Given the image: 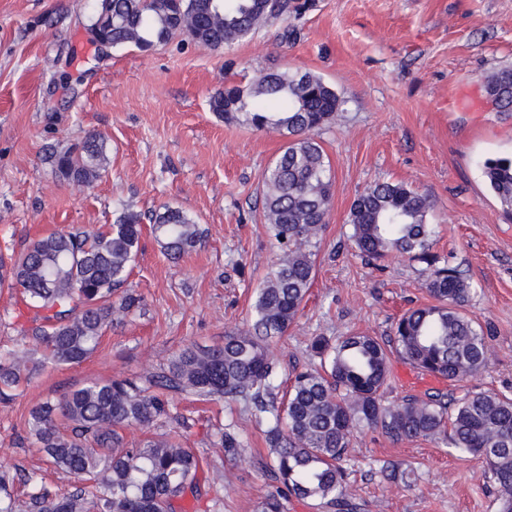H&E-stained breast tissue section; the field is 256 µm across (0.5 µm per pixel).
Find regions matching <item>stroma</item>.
Wrapping results in <instances>:
<instances>
[{
  "mask_svg": "<svg viewBox=\"0 0 512 512\" xmlns=\"http://www.w3.org/2000/svg\"><path fill=\"white\" fill-rule=\"evenodd\" d=\"M92 0H0V249L22 251L65 226L89 230L125 211L148 216L182 208L204 232L202 245L169 262L150 227L127 282L142 306L117 315L100 346L76 365L49 367L10 402H0V478L43 476L58 492L76 480L25 441L30 410L92 380L141 378L187 344L211 346L247 332L255 291L275 258L263 216V179L283 136L227 122L210 109L225 86L270 70L311 72L342 101L319 130L333 176V199L314 249L315 276L297 318L270 351L278 377L315 364L313 337L366 332L381 341L408 309L430 303L424 265L392 258L368 264L351 235L356 196L382 181L427 195L435 226L430 252L470 283L466 310L483 328L486 367L464 387L392 357L384 404L440 391L512 397V216L486 185L485 160L512 156V112L496 111L487 76L512 67V0H307L306 9L269 22L221 50L190 39L143 52L97 47L88 33ZM111 150L105 176L90 186L59 180L45 160L89 132ZM34 310L0 291V350H38L27 330ZM188 445L203 460L201 501L187 512H255L272 482L264 423L244 400L171 396ZM245 445L229 461L224 427ZM389 462L417 470L414 484L386 480ZM348 491L365 512H497L481 463L439 441L395 443L354 431Z\"/></svg>",
  "mask_w": 512,
  "mask_h": 512,
  "instance_id": "1",
  "label": "stroma"
}]
</instances>
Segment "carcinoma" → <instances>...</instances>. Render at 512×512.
Segmentation results:
<instances>
[{
	"instance_id": "obj_1",
	"label": "carcinoma",
	"mask_w": 512,
	"mask_h": 512,
	"mask_svg": "<svg viewBox=\"0 0 512 512\" xmlns=\"http://www.w3.org/2000/svg\"><path fill=\"white\" fill-rule=\"evenodd\" d=\"M294 8L292 0H96L89 17L112 47L149 51L186 35L213 49L229 46L270 19ZM485 90L502 112H512V68L491 75ZM210 107L218 116L257 130L290 137L264 175V218L277 253L252 306L251 329L224 342L193 343L174 353L145 380L115 378L87 383L29 412L26 434L60 470L93 481L56 494L29 476V508L38 512H179L198 498L201 460L183 445L185 435L126 441L128 428L151 430L171 419L168 396L190 392L251 403L265 422L274 483L257 512H285L288 500H317L334 512H357L342 465L353 430L380 431L395 443L418 438L444 441L479 459L483 476L497 490L498 512H512V398L466 392L445 399L427 393L396 406L382 403L390 359L397 354L414 368L455 385L486 366L488 344L464 312L471 292L461 271L436 264L429 198L404 183L376 182L357 196L349 214L352 238L372 262L389 256L426 264L424 287L435 303L413 308L395 323L390 344L362 332L311 347L319 366L295 374L286 403L278 405V364L269 346L288 333L315 275L312 247L319 241L333 196L331 165L316 134L340 107L335 90L310 72L276 70L246 87L230 85ZM107 139L88 133L47 159L59 180L90 186L110 165ZM483 176L502 207L512 211V157L490 158ZM152 232L173 263L202 243L203 232L180 208L150 217ZM143 216L127 211L104 231L61 229L30 243L19 255L0 253V288L16 289L35 308L30 328L41 358L13 349L0 353V400L47 366L79 364L99 346L117 312L141 299L112 294L128 279L137 255ZM224 457L244 445L225 429Z\"/></svg>"
}]
</instances>
